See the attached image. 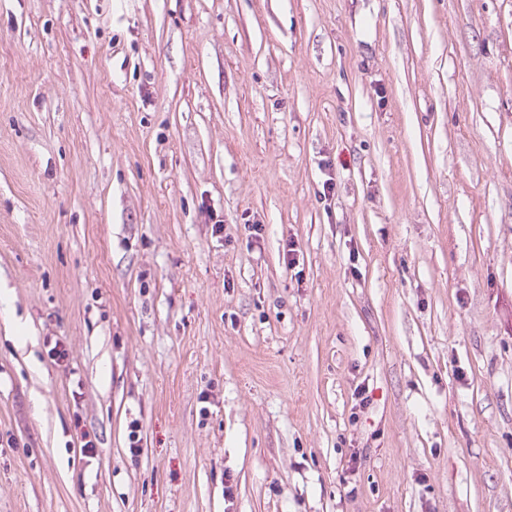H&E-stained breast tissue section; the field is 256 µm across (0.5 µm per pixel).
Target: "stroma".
<instances>
[{
    "label": "stroma",
    "instance_id": "stroma-1",
    "mask_svg": "<svg viewBox=\"0 0 512 512\" xmlns=\"http://www.w3.org/2000/svg\"><path fill=\"white\" fill-rule=\"evenodd\" d=\"M0 288V512H512V0H0Z\"/></svg>",
    "mask_w": 512,
    "mask_h": 512
}]
</instances>
